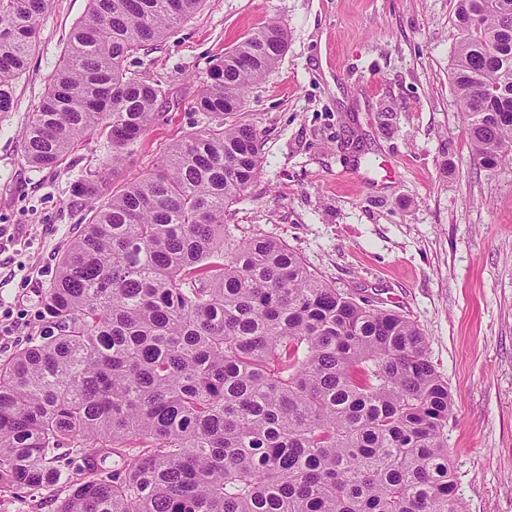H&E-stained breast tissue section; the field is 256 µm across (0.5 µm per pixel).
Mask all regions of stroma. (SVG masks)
Here are the masks:
<instances>
[{
  "mask_svg": "<svg viewBox=\"0 0 512 512\" xmlns=\"http://www.w3.org/2000/svg\"><path fill=\"white\" fill-rule=\"evenodd\" d=\"M88 0H49L40 43L0 112V358L36 333L58 257L87 223L74 187L107 139L37 169L23 134ZM454 0H204L130 56L159 83V121L122 169H148L206 121L200 79L243 36L288 31L236 121L262 133L261 174L226 219L286 243L330 285L409 317L448 384L445 434L465 512H512V164L474 160L450 80ZM64 490H0V512H55Z\"/></svg>",
  "mask_w": 512,
  "mask_h": 512,
  "instance_id": "35a3bbf8",
  "label": "stroma"
}]
</instances>
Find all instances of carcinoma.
Returning a JSON list of instances; mask_svg holds the SVG:
<instances>
[{
	"mask_svg": "<svg viewBox=\"0 0 512 512\" xmlns=\"http://www.w3.org/2000/svg\"><path fill=\"white\" fill-rule=\"evenodd\" d=\"M47 2L0 0V112ZM202 2L89 0L23 134L37 168L99 136L112 159L75 188L91 216L45 292V330L0 362V489L60 484L56 512H464L448 384L418 325L226 224L262 140L224 116L282 58L283 26L224 52L193 101L210 122L114 185L163 92L124 63ZM453 25L458 109L495 168L512 146V0H455Z\"/></svg>",
	"mask_w": 512,
	"mask_h": 512,
	"instance_id": "cac0c4a2",
	"label": "carcinoma"
}]
</instances>
